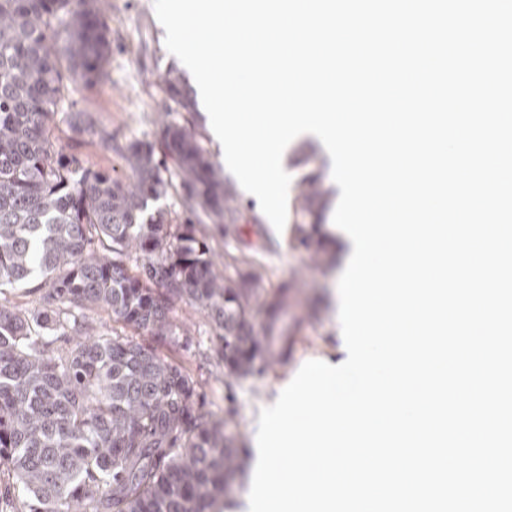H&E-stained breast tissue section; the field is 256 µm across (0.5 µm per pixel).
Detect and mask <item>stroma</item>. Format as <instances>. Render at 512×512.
<instances>
[{"mask_svg": "<svg viewBox=\"0 0 512 512\" xmlns=\"http://www.w3.org/2000/svg\"><path fill=\"white\" fill-rule=\"evenodd\" d=\"M106 18L112 41L107 78L91 87L70 85L52 125L56 144L75 156L81 166L124 176L123 147L135 140H151L166 117L169 101L163 79L175 73L193 84L190 71L165 47V31L156 18L153 0H97ZM81 122L86 133L71 129ZM291 175L289 197L302 189L303 178L321 174L332 179V161L321 141L298 140L283 163ZM226 181L237 208L246 215L238 224H202L198 233L208 239L216 268L225 278L259 270L261 288L272 291L289 278L301 279L296 299L309 303L305 320L288 339L283 363L257 358L249 373L230 372L217 355V338L206 319L189 305H180L177 316L189 329L187 342L163 348L165 356L181 363L197 383L207 411L223 421L225 431L247 459L255 457L257 422L262 408L272 405L299 368L308 360L337 364L344 357L338 318L337 284L343 270L344 245L327 246L320 264H312L298 246L292 227L276 232L254 199L248 197L233 174Z\"/></svg>", "mask_w": 512, "mask_h": 512, "instance_id": "stroma-1", "label": "stroma"}]
</instances>
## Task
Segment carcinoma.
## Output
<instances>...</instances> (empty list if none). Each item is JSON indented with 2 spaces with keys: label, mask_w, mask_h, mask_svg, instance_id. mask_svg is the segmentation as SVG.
I'll return each mask as SVG.
<instances>
[{
  "label": "carcinoma",
  "mask_w": 512,
  "mask_h": 512,
  "mask_svg": "<svg viewBox=\"0 0 512 512\" xmlns=\"http://www.w3.org/2000/svg\"><path fill=\"white\" fill-rule=\"evenodd\" d=\"M110 27L94 0H0V288L44 292L48 306L0 304V512H224L243 470L224 422L204 409L188 371L161 355L199 310L217 354L238 370L293 328L297 280L271 295L251 271L236 283L214 269L197 225L244 220L193 123L192 89L164 80L158 136L125 151L126 180L56 146L52 116L68 88L106 76ZM180 188L185 217H143L147 200ZM328 190L304 179L299 246L321 261ZM105 312L132 335L93 327ZM265 316L263 335L251 324ZM232 319L241 336L224 335ZM63 341L65 351L55 347Z\"/></svg>",
  "instance_id": "obj_1"
}]
</instances>
